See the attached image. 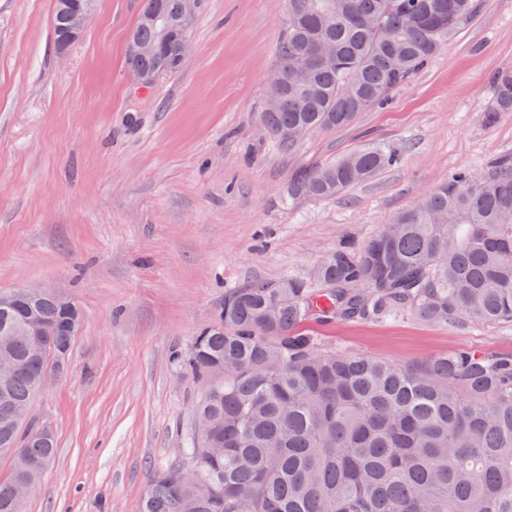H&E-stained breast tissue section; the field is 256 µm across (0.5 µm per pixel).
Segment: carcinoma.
Here are the masks:
<instances>
[{
    "label": "carcinoma",
    "mask_w": 512,
    "mask_h": 512,
    "mask_svg": "<svg viewBox=\"0 0 512 512\" xmlns=\"http://www.w3.org/2000/svg\"><path fill=\"white\" fill-rule=\"evenodd\" d=\"M472 11V0H288L278 67L298 72L266 87L261 121L282 148L349 125L426 66ZM157 55H126L131 72L176 73L183 0H143L131 38ZM318 42L336 59L313 58ZM488 124L512 112V71L494 79ZM399 153L364 145L296 171L288 199L327 200L395 165ZM58 328L35 358L30 312ZM406 312L435 324L512 322V156L425 193L353 256L325 254L306 278L224 291L212 321L174 364L204 384L184 460L153 474L137 512H512V351L460 349L413 363L320 348L312 319L376 320ZM80 308L53 291L0 304V512H22L14 488L40 481L56 439L17 422L41 377L69 356ZM195 474L190 482L184 473Z\"/></svg>",
    "instance_id": "1"
}]
</instances>
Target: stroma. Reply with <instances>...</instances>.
I'll list each match as a JSON object with an SVG mask.
<instances>
[{
    "mask_svg": "<svg viewBox=\"0 0 512 512\" xmlns=\"http://www.w3.org/2000/svg\"><path fill=\"white\" fill-rule=\"evenodd\" d=\"M53 6L0 0V292L40 284L82 312L68 370L34 400L57 452L23 510L136 512L152 474L180 458L203 392L173 356L225 289L308 276L455 173L512 154V112L483 119L494 75L512 70V0H474L384 105L291 150L259 121L287 0H201L184 66L144 88L125 64L142 0H98L63 54ZM369 140L400 164L335 199L287 200L298 169ZM308 328L325 349L400 362L512 351V323L404 315Z\"/></svg>",
    "mask_w": 512,
    "mask_h": 512,
    "instance_id": "35a3bbf8",
    "label": "stroma"
}]
</instances>
